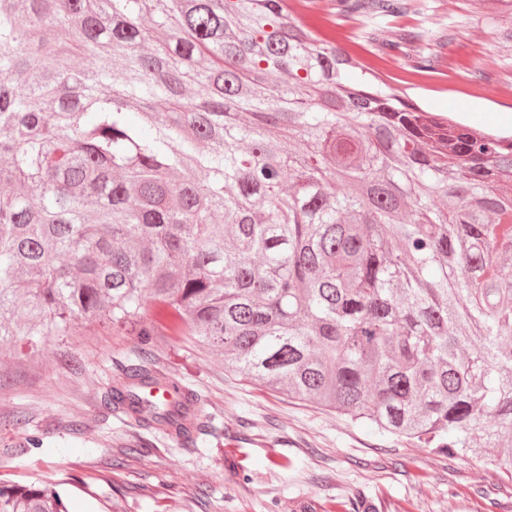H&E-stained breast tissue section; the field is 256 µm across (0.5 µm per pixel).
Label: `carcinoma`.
I'll use <instances>...</instances> for the list:
<instances>
[{
	"label": "carcinoma",
	"mask_w": 512,
	"mask_h": 512,
	"mask_svg": "<svg viewBox=\"0 0 512 512\" xmlns=\"http://www.w3.org/2000/svg\"><path fill=\"white\" fill-rule=\"evenodd\" d=\"M510 253L512 136L423 111L292 0H0L1 346L79 319L164 330L512 474ZM105 401L175 440L200 429L158 369L119 368ZM0 512L69 510L34 480L0 482Z\"/></svg>",
	"instance_id": "obj_1"
}]
</instances>
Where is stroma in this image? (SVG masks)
Returning <instances> with one entry per match:
<instances>
[{
  "mask_svg": "<svg viewBox=\"0 0 512 512\" xmlns=\"http://www.w3.org/2000/svg\"><path fill=\"white\" fill-rule=\"evenodd\" d=\"M344 46L371 32L422 34L438 72L407 94L487 130L512 115V13L473 0H412L384 18L332 16ZM158 368L194 392L222 436L174 441L105 408L122 365ZM42 438L19 449L25 434ZM147 453L126 454L137 441ZM65 481L71 512H343L356 491L383 512H512V479L479 458L438 455L353 426L312 404L252 385L224 359L176 336H138L77 321L66 336L0 348V481Z\"/></svg>",
  "mask_w": 512,
  "mask_h": 512,
  "instance_id": "stroma-1",
  "label": "stroma"
}]
</instances>
